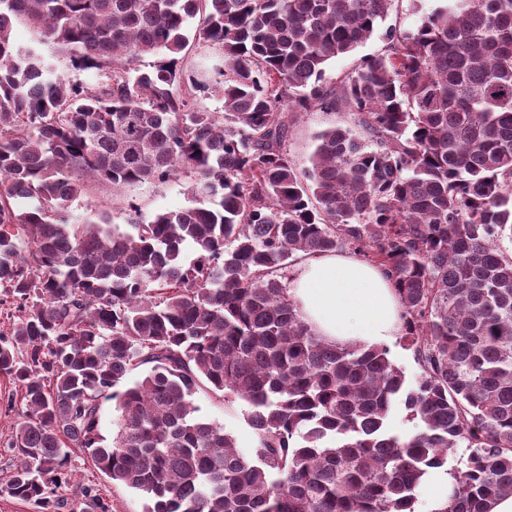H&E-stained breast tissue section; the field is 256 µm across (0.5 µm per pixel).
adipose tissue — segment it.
<instances>
[{"instance_id": "obj_1", "label": "adipose tissue", "mask_w": 512, "mask_h": 512, "mask_svg": "<svg viewBox=\"0 0 512 512\" xmlns=\"http://www.w3.org/2000/svg\"><path fill=\"white\" fill-rule=\"evenodd\" d=\"M319 335L339 343L386 344L401 331V307L382 270L349 254L303 260L288 290Z\"/></svg>"}]
</instances>
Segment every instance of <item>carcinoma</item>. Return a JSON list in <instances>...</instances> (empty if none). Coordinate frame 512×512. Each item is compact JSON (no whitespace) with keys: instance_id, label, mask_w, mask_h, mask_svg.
<instances>
[{"instance_id":"cac0c4a2","label":"carcinoma","mask_w":512,"mask_h":512,"mask_svg":"<svg viewBox=\"0 0 512 512\" xmlns=\"http://www.w3.org/2000/svg\"><path fill=\"white\" fill-rule=\"evenodd\" d=\"M391 2L0 0V305L18 312L0 382L20 459L0 491L112 512L92 485L59 496L79 450L144 512H415L463 444L432 512L512 496V0H448L326 76ZM17 23L106 81L66 82L15 44ZM192 40L223 65L179 68ZM212 92L220 115L196 107ZM314 109L352 125L321 131L301 170L285 142ZM180 174L217 207L147 218L131 203L133 234L71 213L89 179ZM346 250L392 281L415 381L384 345L317 335L288 295L298 261ZM200 390L247 404L250 453L196 415ZM106 400L121 414L109 445ZM401 405L412 435L391 429Z\"/></svg>"}]
</instances>
